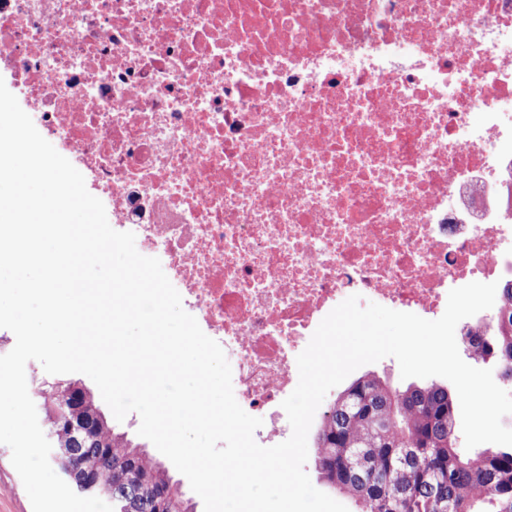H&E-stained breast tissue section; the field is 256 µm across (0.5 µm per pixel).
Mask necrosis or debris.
Instances as JSON below:
<instances>
[{
	"label": "necrosis or debris",
	"mask_w": 512,
	"mask_h": 512,
	"mask_svg": "<svg viewBox=\"0 0 512 512\" xmlns=\"http://www.w3.org/2000/svg\"><path fill=\"white\" fill-rule=\"evenodd\" d=\"M0 78L281 433L357 294L512 268V0H0Z\"/></svg>",
	"instance_id": "necrosis-or-debris-1"
}]
</instances>
